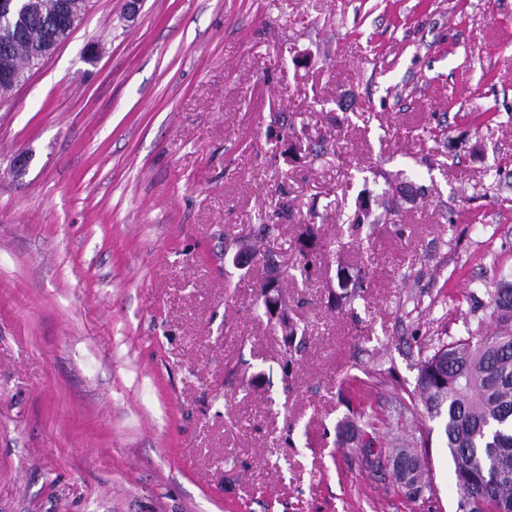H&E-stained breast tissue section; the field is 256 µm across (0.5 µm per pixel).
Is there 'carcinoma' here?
<instances>
[{
  "label": "carcinoma",
  "instance_id": "carcinoma-1",
  "mask_svg": "<svg viewBox=\"0 0 512 512\" xmlns=\"http://www.w3.org/2000/svg\"><path fill=\"white\" fill-rule=\"evenodd\" d=\"M59 0H31L11 17L0 16V49L9 45L17 82L25 83L32 70L43 64L45 38L53 33L52 14ZM364 199L356 201L350 232L380 224ZM319 229L313 222L300 225L296 240L300 261L295 270L309 276L316 260ZM481 309L494 324L492 332L466 327V336L439 342L420 361L415 386L407 392L422 406L421 417L438 424L443 445L453 466L459 512H473L472 501L482 502L480 512H512V281L501 279L485 288ZM364 435L379 429L390 434L393 423L364 410L353 412ZM416 435L394 449L393 455L365 462L380 468L402 462L396 481L406 492L419 495L431 488L430 458L433 428L413 425Z\"/></svg>",
  "mask_w": 512,
  "mask_h": 512
}]
</instances>
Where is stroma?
Masks as SVG:
<instances>
[{"label":"stroma","mask_w":512,"mask_h":512,"mask_svg":"<svg viewBox=\"0 0 512 512\" xmlns=\"http://www.w3.org/2000/svg\"><path fill=\"white\" fill-rule=\"evenodd\" d=\"M126 6L0 103V512H457L440 442L413 501L349 417L396 413L367 370L413 387L512 279V0ZM376 169L412 192L361 239ZM311 220L287 371L237 255L272 224L295 267ZM319 243V229L315 222L301 224L299 234L296 240L300 261L294 268L303 278L309 276L311 265L316 260V247Z\"/></svg>","instance_id":"1"}]
</instances>
